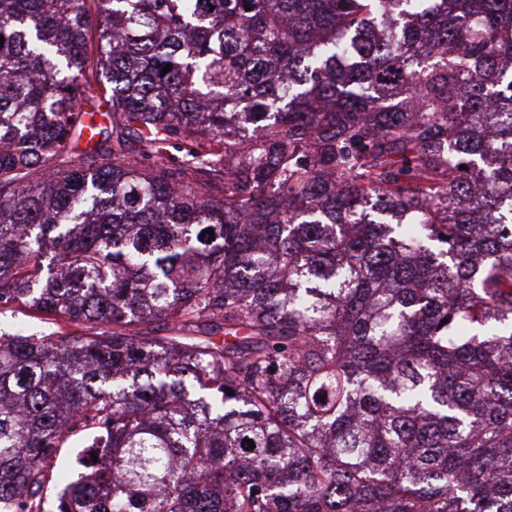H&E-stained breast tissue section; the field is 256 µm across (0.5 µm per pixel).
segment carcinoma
I'll list each match as a JSON object with an SVG mask.
<instances>
[{"label":"carcinoma","mask_w":512,"mask_h":512,"mask_svg":"<svg viewBox=\"0 0 512 512\" xmlns=\"http://www.w3.org/2000/svg\"><path fill=\"white\" fill-rule=\"evenodd\" d=\"M0 36V311L78 326L0 333V506L512 512V0H0ZM88 70L112 129L53 168Z\"/></svg>","instance_id":"carcinoma-1"}]
</instances>
